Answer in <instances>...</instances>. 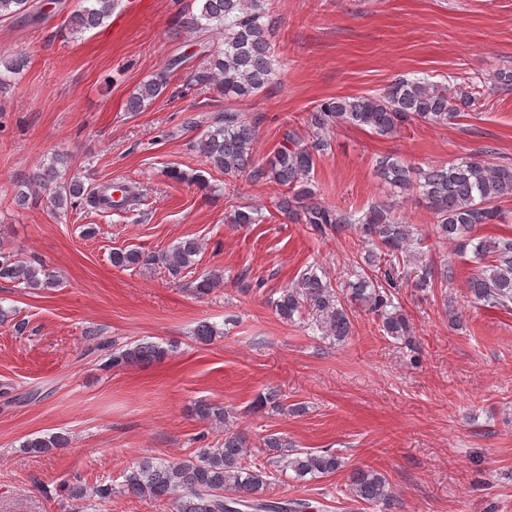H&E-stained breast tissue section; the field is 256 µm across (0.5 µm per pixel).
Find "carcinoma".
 Returning a JSON list of instances; mask_svg holds the SVG:
<instances>
[{"mask_svg":"<svg viewBox=\"0 0 512 512\" xmlns=\"http://www.w3.org/2000/svg\"><path fill=\"white\" fill-rule=\"evenodd\" d=\"M83 6L70 16L69 29L81 34L100 26L109 18L118 0H82ZM30 0H0V20L30 15ZM277 17L269 0H201L200 12L191 17L194 29L224 31V46L210 54V71L198 76L216 85L224 94L239 98L255 95L270 83L275 74L272 35ZM179 65L175 59L155 76L143 81L129 101V111L139 112L164 93L168 72ZM21 57L0 58V88L11 85L23 73ZM478 97L473 91L460 89L451 94L448 87L419 80L399 79L374 95L324 98L307 113L305 126L309 141L285 136L279 148L266 162L254 154L257 126L241 113L224 111V118L204 131L197 149L205 162L226 176L243 174L255 183L279 187L275 209L294 224H308L315 233H339L354 229L366 246L365 263L371 272L348 283L349 295L333 288L331 281L319 276L316 269L304 270L296 283L283 288L271 300L275 313L286 321L310 309L316 315L315 326L324 338L344 341L351 333V307L357 302L381 321L386 335L410 341L407 316L394 303L392 289L410 281L416 288L431 284L432 269L418 265L423 238L412 224L405 223L391 207L377 203L362 215L318 201L311 182L316 157L328 145L325 134L341 126L369 130L381 136L394 135L410 122L444 126L475 107ZM376 173L394 190H416L429 204L436 224L434 235L453 243L462 254H471L475 263L467 280L468 294L475 302L493 308L512 306V238L481 237L476 229L482 224H502L505 216L499 202L512 197V165L495 164L476 156L458 163L432 166L426 170L405 165L392 155L376 161ZM30 180L51 190L50 203L64 208L68 200L85 199L95 207L121 208L126 198L112 197V186L89 191L80 180L63 179L60 170L50 165L33 173ZM255 210L242 206L229 214L231 224H254ZM201 244L195 238L178 242L158 256L170 273L180 274L195 265ZM112 266L135 268L146 259L136 249L112 252ZM402 262L397 267L396 262ZM18 288L44 291L59 284L56 273L36 261H24L0 245V281ZM224 280L223 273L211 271L195 285L196 292L206 294ZM168 350L158 343H129L110 353L112 367L162 361ZM280 409V394L270 389L258 395L253 409ZM197 419L224 427V440L211 448H200L195 455L174 462L143 460L124 474V492L153 500L171 499L176 512H305L304 499H273L268 496L270 477L291 471L298 479L306 476L326 477L344 467L342 457L328 449L302 451L288 439L269 434L262 438V460H249L253 444L249 436L237 429L232 415L223 407L198 402L192 409ZM63 435L34 437L22 443L28 452L46 453L62 447ZM349 495L388 512L395 504L389 483L379 470L361 467L349 475ZM68 495L73 500L91 497L103 501L112 495V486L99 484L89 489L72 483Z\"/></svg>","mask_w":512,"mask_h":512,"instance_id":"obj_1","label":"carcinoma"}]
</instances>
